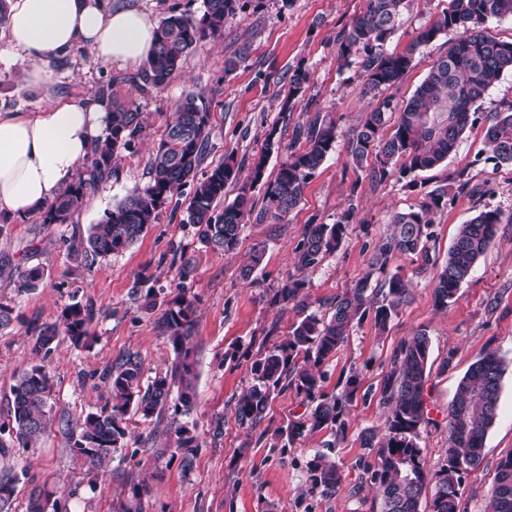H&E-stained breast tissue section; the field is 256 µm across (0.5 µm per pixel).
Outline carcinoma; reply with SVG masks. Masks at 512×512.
<instances>
[{"instance_id":"obj_1","label":"carcinoma","mask_w":512,"mask_h":512,"mask_svg":"<svg viewBox=\"0 0 512 512\" xmlns=\"http://www.w3.org/2000/svg\"><path fill=\"white\" fill-rule=\"evenodd\" d=\"M403 0H366L363 13L339 37L337 59L343 63L358 60L365 83L363 93L376 95L381 88L395 84L408 68L412 56L449 29L463 31V37L441 55L422 84L399 109L395 130L387 139L380 132L387 122L390 102L382 101L367 112L349 144V162L359 169L369 156L375 157L378 172L385 175L395 160H404L401 174L425 172L442 165L456 152L471 120L472 108L505 73L512 72V42L489 36L482 26L490 17H512V0H448V7L426 25L401 53L387 54L384 42L399 25ZM240 9V0H204L199 19L171 12L155 30L154 48L147 59L140 81L142 90L162 91L176 77L187 54L207 38L224 33V23ZM97 98L109 109L103 138L98 140L74 180L59 196L39 212L41 224H71L91 193L119 177L114 160L120 150H130L144 126L142 113L112 98V85L103 86ZM211 131V112L201 97L188 91L175 103V118L167 125L154 148L149 180L135 188L90 227L88 235L70 245L74 261L91 266L99 258L127 249L148 226L192 185L186 208V223L198 227L199 239L207 247L232 253L244 224H279L303 198L308 179L326 160L336 144V128L331 122L313 123L306 132V147L283 161L273 182L257 204L246 187L232 203L217 209L224 199V188L238 181L239 167L233 158L203 169ZM485 139L491 146L495 165L512 166V104L489 118ZM279 149L275 132L266 137L264 153L252 168L251 184L263 177L267 156ZM448 204V186L430 191L416 207L397 212L391 218L393 231L379 240L376 252L381 258L412 255L415 272H433L436 306L445 308L469 279L477 262L494 242L500 214L482 211L459 226L444 262L437 263L429 241L433 216ZM350 215L334 224H308L295 248L300 269L318 265L336 250L349 228ZM12 265L9 282L19 293H30L41 285L44 269L27 267L7 259ZM305 282L290 280L276 293L278 301L293 305L302 319L288 339L260 355L251 366L254 384L236 403L239 421L258 424L273 395L293 388L312 404L308 419L289 428L294 440L304 430L336 431L341 415L337 397L324 393L320 385V365L345 342L355 318L374 311L376 325L384 331L391 318L408 301V288L399 273L381 284L371 285L365 277L355 288L336 298L329 317L306 313L308 303L302 294ZM194 300L177 297L159 319L161 332L170 343L175 358L165 372L142 384L141 360L126 356L109 370L110 398L96 412L80 422L63 421L69 448L91 469L98 470L112 459L127 432L125 416L130 409L150 418L171 400L175 407L190 411L196 404V362L191 346L195 330ZM93 308L79 301L65 306L60 320L37 327L36 347L51 349L63 338L78 345L90 336ZM429 339L426 330L417 331L395 356L393 368L383 383V394L391 403L386 417V441L374 443L372 430L361 434L365 448H378L372 477L377 484L382 512H419L422 495L431 491V512H459L460 488L465 476L482 461L485 436L494 424L501 391L503 360L495 350L486 351L468 368L459 381L448 406V448L439 469H426L419 446L425 423V387L429 376ZM53 383L42 365H33L12 387L9 418L0 422V456L11 448H33L48 424ZM309 478L315 489L331 491L342 475L334 462L316 455L310 461ZM17 474L9 467L0 469V512H11ZM146 488L134 484L129 494L113 504V512H140V499ZM28 512H66L58 490L39 487L30 495ZM486 512H512V453L501 458L495 469Z\"/></svg>"}]
</instances>
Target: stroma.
I'll list each match as a JSON object with an SVG mask.
<instances>
[{
  "instance_id": "35a3bbf8",
  "label": "stroma",
  "mask_w": 512,
  "mask_h": 512,
  "mask_svg": "<svg viewBox=\"0 0 512 512\" xmlns=\"http://www.w3.org/2000/svg\"><path fill=\"white\" fill-rule=\"evenodd\" d=\"M448 0H405L400 25L384 48L402 52ZM365 8V0H240V8L222 36L197 45L182 63L179 75L160 92H140L139 69L120 70L93 61L86 48L73 49L53 65L56 93L77 101L112 88L121 102L144 116V132L132 150L121 151L118 179L90 195L70 224H39L37 217L18 219L0 230V255L44 268L37 291L14 295L0 278V296L11 298L14 320L0 330V418L11 406V388L31 366L45 367L54 382L49 425L36 447L12 449L10 465L19 481L14 512H28L33 488L57 485L67 512H112V501L132 484L147 488L141 512H381V501L367 471L376 461L373 449L362 447L364 430L383 431L389 407L382 389L392 360L418 330L430 340V373L426 384V422L419 444L428 467H436L448 446V405L469 366L487 349L505 361L498 415L488 430L483 461L463 480L461 512H485L496 466L512 452V167L495 166L484 141L485 119L512 104V73L504 74L474 107L475 122L462 136L455 154L441 166L409 178L393 162L388 175L373 171L372 162L357 169L347 162L349 141L362 115L377 100L405 102L423 82L436 59L459 36L451 30L414 54L410 67L377 97L364 95L365 78L357 64L337 60L341 31ZM247 55H240V48ZM237 58L232 71L224 62ZM305 71L308 81L290 96V77ZM26 63L0 58V111L35 112L43 100L28 83ZM187 91L200 94L211 112L212 167L234 157L241 183L250 182L252 164L275 133L280 148L255 185L262 198L288 154L303 150L298 128L313 120L336 125V148L308 181L300 205L280 224L247 221L231 254L206 247L195 227L183 221L190 188H183L130 248L92 266L75 262L72 240L86 237L91 225L135 187L148 180L154 146L173 117L176 100ZM290 110H283V103ZM480 186L479 194L461 193L457 174ZM450 185L448 204L434 216L431 251L445 259L460 224L482 211L495 210L501 222L493 246L476 264L469 280L447 308H437L429 276L416 275L411 257L391 259L383 271L373 269L378 239L391 230L395 212L420 204L437 186ZM355 214L338 249L315 267L295 264V247L305 225L336 223L347 208ZM39 240L31 249V240ZM266 248L262 266L250 279L241 269L256 245ZM400 272L410 291L408 302L379 332L373 315L354 320L345 343L323 362L322 388L340 394L347 377L360 384L346 403L343 433L307 432L286 442L280 436L305 419L307 400L287 388L269 403L262 421L240 422L238 397L253 383L255 358L285 341L298 316L275 294L290 279L304 281L310 312L330 313L337 296L363 277L372 283ZM195 297L197 404L189 414L166 407L152 418L127 415L124 445L104 469H88L73 456L64 420L79 421L99 410L110 397L106 370L126 355L138 356L144 378L163 372L174 358L158 320L169 301ZM91 304L90 336L80 344L62 341L51 351L35 348L38 325L56 321L72 300ZM190 430V466L169 456L176 448V426ZM327 453L342 472L331 493L313 489L306 464Z\"/></svg>"
}]
</instances>
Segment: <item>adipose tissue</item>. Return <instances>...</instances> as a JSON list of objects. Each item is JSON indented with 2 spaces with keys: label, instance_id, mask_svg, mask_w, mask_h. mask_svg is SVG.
<instances>
[{
  "label": "adipose tissue",
  "instance_id": "obj_1",
  "mask_svg": "<svg viewBox=\"0 0 512 512\" xmlns=\"http://www.w3.org/2000/svg\"><path fill=\"white\" fill-rule=\"evenodd\" d=\"M0 39L29 68L44 93L37 112H0V215L27 217L51 203L73 180L106 126L98 99L71 103L54 94L51 63L72 49L119 68L141 63L153 45L155 24L134 6L103 0H6Z\"/></svg>",
  "mask_w": 512,
  "mask_h": 512
}]
</instances>
